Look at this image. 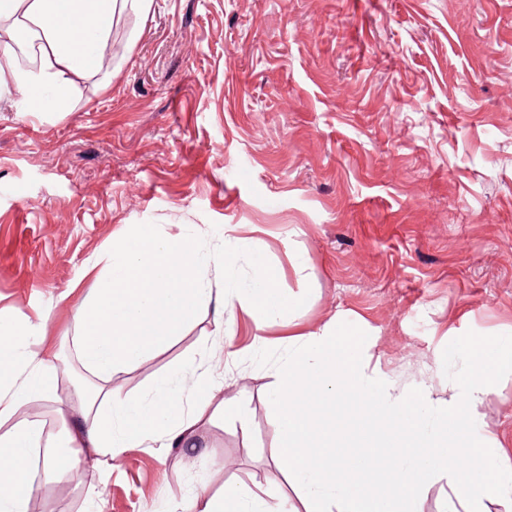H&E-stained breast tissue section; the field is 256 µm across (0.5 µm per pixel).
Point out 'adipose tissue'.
<instances>
[{
	"label": "adipose tissue",
	"instance_id": "adipose-tissue-1",
	"mask_svg": "<svg viewBox=\"0 0 512 512\" xmlns=\"http://www.w3.org/2000/svg\"><path fill=\"white\" fill-rule=\"evenodd\" d=\"M153 0H0V101L22 112L69 111L83 86L111 84L116 71L109 47L123 16L145 15ZM106 272L94 296L76 309L74 344L84 367L102 379L93 395L73 396L95 412L89 424L72 423L55 440L43 437L33 421H15L19 408L38 397H53L57 366L29 349L28 326L0 335V512H28L37 486L29 479L32 452L43 448L49 481L83 482L81 455L93 448L108 459L126 449L163 437L167 447L193 444L197 426L211 416L213 383L200 374L202 398L184 410L173 379L158 381L145 401L111 386L115 370L131 368L164 349L208 303L211 291L201 270L205 257L193 237L154 233L144 227L105 253ZM275 270L264 269L244 292L261 320L279 316L284 301L275 288ZM177 512H282L246 485L225 487L223 496L199 488L176 506Z\"/></svg>",
	"mask_w": 512,
	"mask_h": 512
}]
</instances>
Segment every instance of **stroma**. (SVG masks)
<instances>
[{
    "label": "stroma",
    "instance_id": "obj_1",
    "mask_svg": "<svg viewBox=\"0 0 512 512\" xmlns=\"http://www.w3.org/2000/svg\"><path fill=\"white\" fill-rule=\"evenodd\" d=\"M112 40L117 76L72 111L0 102V326L34 325V350L80 372L90 266L138 226L189 232L212 255L209 304L112 386L148 400L170 377L188 406L207 372L237 407L201 425L198 459L154 441L103 470L85 449L92 485L29 512H170L204 483L302 512L256 351L347 322L395 393L445 401L451 334H512V0H154ZM265 267L296 305L260 326L224 278ZM69 389L20 418L62 431L85 415H59ZM477 433L512 458V374Z\"/></svg>",
    "mask_w": 512,
    "mask_h": 512
}]
</instances>
